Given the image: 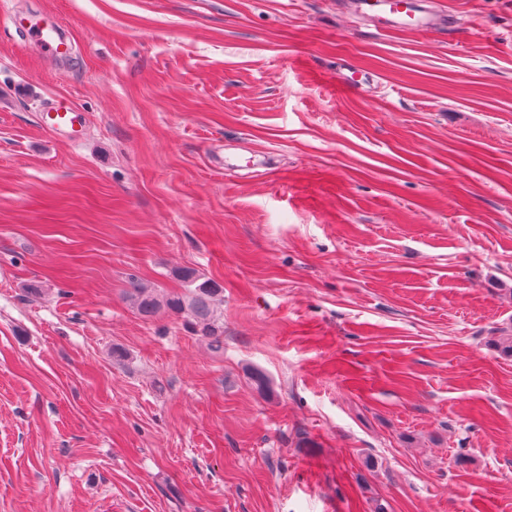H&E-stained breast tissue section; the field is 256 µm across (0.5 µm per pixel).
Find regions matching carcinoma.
Listing matches in <instances>:
<instances>
[{
	"label": "carcinoma",
	"instance_id": "cac0c4a2",
	"mask_svg": "<svg viewBox=\"0 0 512 512\" xmlns=\"http://www.w3.org/2000/svg\"><path fill=\"white\" fill-rule=\"evenodd\" d=\"M173 275L188 288V294L172 296L163 301L146 288H135L130 298L139 314L153 317L164 307L186 318L197 335L211 339L215 348H220L224 326L215 313L214 301L224 294V287L191 267L177 268Z\"/></svg>",
	"mask_w": 512,
	"mask_h": 512
}]
</instances>
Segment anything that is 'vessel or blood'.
<instances>
[{"label":"vessel or blood","mask_w":512,"mask_h":512,"mask_svg":"<svg viewBox=\"0 0 512 512\" xmlns=\"http://www.w3.org/2000/svg\"><path fill=\"white\" fill-rule=\"evenodd\" d=\"M343 6L354 19L371 21L381 31L441 33L450 37L461 28L459 22L449 20L436 0H344ZM15 28L25 36L35 37L48 58L61 63L72 58V43L59 21L28 24L19 20ZM42 120L49 130L58 132L74 130L82 117L72 107L55 102L44 109Z\"/></svg>","instance_id":"b4317fda"}]
</instances>
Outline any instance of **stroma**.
Wrapping results in <instances>:
<instances>
[{
  "mask_svg": "<svg viewBox=\"0 0 512 512\" xmlns=\"http://www.w3.org/2000/svg\"><path fill=\"white\" fill-rule=\"evenodd\" d=\"M439 2L0 0V512H512V0ZM343 8L356 20H369L377 30L441 33L451 37L463 24L450 21L448 12L431 0H347ZM51 19L52 21L47 22L43 20L42 24L39 22L26 24L21 18L13 20L17 32L27 38L35 36L38 46L49 59L65 63L73 57V46L59 21ZM45 126L54 132L70 130L81 124V114L72 107L59 102L51 103L42 113ZM173 274L188 288V294L163 301L146 288H133L130 298L139 314L153 317L164 307L186 318L197 335L210 338L215 348H220L224 326L215 313L214 301L224 294L223 286L191 267L177 268Z\"/></svg>",
  "mask_w": 512,
  "mask_h": 512,
  "instance_id": "stroma-1",
  "label": "stroma"
}]
</instances>
